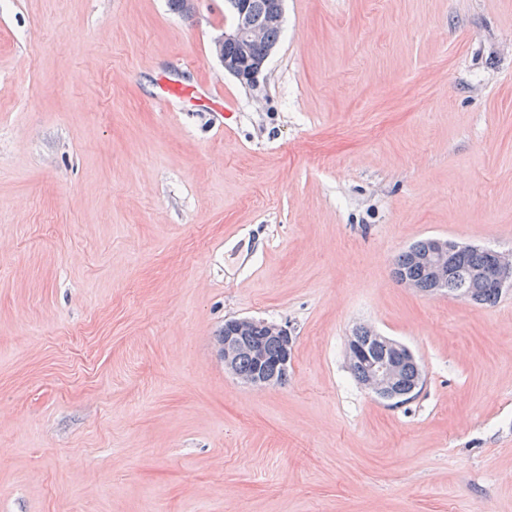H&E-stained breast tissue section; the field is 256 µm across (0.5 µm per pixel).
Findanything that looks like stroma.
Here are the masks:
<instances>
[{"instance_id": "obj_1", "label": "stroma", "mask_w": 512, "mask_h": 512, "mask_svg": "<svg viewBox=\"0 0 512 512\" xmlns=\"http://www.w3.org/2000/svg\"><path fill=\"white\" fill-rule=\"evenodd\" d=\"M230 24L0 0V512H512V292L392 277L512 251V0H285L253 88ZM229 318L288 329L284 385L225 370ZM361 324L414 399L354 379ZM431 238L434 237L414 242L398 255L393 267V276L397 282L407 279L418 284L422 291L425 288H432L424 291L429 296L440 295L445 288L448 295L455 297L460 292H466L473 303L489 306L495 305L501 298L503 292L500 288H512L511 251L485 249L486 256L484 251H471L475 249L473 245L434 238L428 252ZM427 252L431 255L432 277L436 282V288L425 260ZM466 253L468 255L454 265L456 259ZM487 257L486 277L483 276L482 270L487 263ZM452 267L453 273L450 274ZM488 277L494 279L499 288ZM407 280L400 283L419 290L415 284ZM370 326L360 325L357 327L352 338L358 344L364 353V357L347 359L349 369L355 380L362 386L368 387L378 398L394 400L396 395L392 392V385L398 378L395 388L405 397L401 398V403L414 398L422 389L425 382V374L421 365L417 367L413 362L415 356L412 351L403 344L389 342L395 349V356L390 360L370 361L369 371L365 363L366 355L371 358H382L389 356L390 347L383 338H378L369 329ZM405 361L401 364L402 361ZM401 365V367H400ZM369 381L367 385V380Z\"/></svg>"}]
</instances>
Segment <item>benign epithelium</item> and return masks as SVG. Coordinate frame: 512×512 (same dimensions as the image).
Returning <instances> with one entry per match:
<instances>
[{"label": "benign epithelium", "mask_w": 512, "mask_h": 512, "mask_svg": "<svg viewBox=\"0 0 512 512\" xmlns=\"http://www.w3.org/2000/svg\"><path fill=\"white\" fill-rule=\"evenodd\" d=\"M284 0H273L271 8L265 18L255 19L251 16L245 0H226L228 9L236 17L231 28L224 30L214 39L216 55L222 61L224 71L237 78L241 84L247 87L257 86L266 59H253L249 56V46L263 39L265 26L278 24L283 20ZM228 41L237 42L242 46L243 55L238 60L229 61L224 59L222 47ZM474 246L455 241L435 238L432 240L429 255L432 259V277L436 287L427 290V295H439L443 286L448 280V275L459 257L470 252ZM488 264L485 268V275L494 279L498 286L504 289L512 288V253L509 251L486 250ZM273 332L280 335L282 353L277 359L276 365L286 366L290 361L293 348L292 337L288 331L276 327ZM244 336H224L218 341L220 354L224 360V367L229 372H235L232 356L245 346ZM395 356L387 360H376L370 362L368 388L379 398L393 400L396 395L392 392V385L396 379L401 362L404 360L413 361L415 356L412 351L403 344H393Z\"/></svg>", "instance_id": "obj_1"}]
</instances>
